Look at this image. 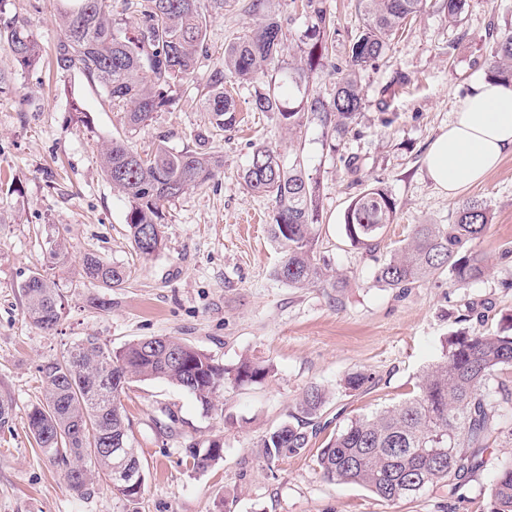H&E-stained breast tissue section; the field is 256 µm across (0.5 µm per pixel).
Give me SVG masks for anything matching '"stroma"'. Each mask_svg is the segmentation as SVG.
Returning <instances> with one entry per match:
<instances>
[{
	"mask_svg": "<svg viewBox=\"0 0 512 512\" xmlns=\"http://www.w3.org/2000/svg\"><path fill=\"white\" fill-rule=\"evenodd\" d=\"M283 22V64L300 62L297 48L309 20L291 0H271ZM244 0H227L212 15L209 55L199 82L224 60V47L255 25ZM336 19V51L309 78L311 93H332L336 69L362 25L358 0H324ZM512 30V0H467L461 20L449 25L444 0L425 8L392 41L386 57L363 71V106L339 151H332L316 116L301 137L289 139L274 112L252 109L255 87L236 85V123L209 145L224 168L204 187L167 204L164 247L145 258L134 250L126 224L129 203L100 167V147L122 134L121 112L79 72L52 67L16 71L0 94V400L13 406L12 423L0 428V512H125L106 485L81 498L67 487L62 469L44 457L26 421L41 395L37 367L75 340L93 335L110 348L150 336H174L224 365L241 357L269 364L260 384L225 388L217 410L204 412L195 398L162 380L133 384L122 397L145 485L140 512H490L493 474L512 460V440L498 438L484 467L456 493L431 488L388 502L356 484L325 478L316 455L351 419L395 405L412 395L423 370L442 353L445 339L464 325L503 332L512 326V155L481 182L451 196L427 177L423 159L447 128L460 100L487 77V57L497 33ZM408 84L383 107L378 91L395 76ZM78 102L90 124L69 119ZM209 124L196 90H180L133 135L138 151L158 137L182 150ZM284 159L301 156L319 187L321 223L317 256L343 273L337 290L321 284L291 288L273 275L281 250L268 232L272 205L250 193L241 173L256 146ZM363 162L362 185L385 187L398 203L375 252L351 244L343 215L355 194L347 157ZM493 214L479 248L490 271L464 288L430 282L408 293L377 282L378 264L400 247L415 224L453 223L469 200ZM64 239L65 256L50 261L52 238ZM123 266L128 279L113 289L110 310L92 300L101 288L83 276L85 254ZM55 278L64 296L63 318L47 333L25 315L20 284L34 271ZM360 371L371 380L359 391L340 381ZM311 385L329 401L315 421L317 434L299 454L266 462L259 442L294 412ZM224 445V457L202 471L182 462L185 448Z\"/></svg>",
	"mask_w": 512,
	"mask_h": 512,
	"instance_id": "1",
	"label": "stroma"
}]
</instances>
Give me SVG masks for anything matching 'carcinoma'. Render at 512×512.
<instances>
[{
    "label": "carcinoma",
    "mask_w": 512,
    "mask_h": 512,
    "mask_svg": "<svg viewBox=\"0 0 512 512\" xmlns=\"http://www.w3.org/2000/svg\"><path fill=\"white\" fill-rule=\"evenodd\" d=\"M266 2L248 0L247 10L259 17L258 23L225 46L224 65L209 76L204 107L210 112V125L222 130L236 121L237 105L226 88L228 81L256 83L273 70L297 97L286 100L274 86L259 88L252 111L279 113L288 133L297 137L305 127V115L311 113L334 151L362 108L357 73L385 58L391 41L422 11L426 0H359L363 25L349 43L345 66L337 69L336 86L328 98L310 94L305 86L309 74L333 51L334 16L323 0H301L311 19L299 39L304 64L286 68L281 64L282 24ZM53 7L58 24L56 70H78L98 84L110 104L124 112L126 130L137 132L151 124L153 113L168 106L171 92L195 81L199 58L206 53L209 18L224 9V0H123L119 13L114 0H53ZM122 13L135 17L133 27L122 22ZM0 44L25 71L40 61V44L24 14L5 16L0 9ZM488 73L494 80L512 82V31L494 41ZM194 138L195 147L180 151L160 138L152 152L142 154L128 138L114 137L101 152L103 173L129 202L126 224L133 248L145 258L163 248L165 205L204 186L224 167L221 157L206 147L209 134L200 131ZM242 180L248 190L272 203L270 235L283 249L274 276L292 288L328 281L339 287L342 279L317 262V183L305 175L300 157L286 163L280 153L259 145ZM396 212V201L384 188L368 186L351 198L344 212L345 234L352 245L370 250ZM491 222L489 208L470 200L453 224L413 225L404 244L378 266L377 282L406 290L444 275L456 288L482 279L489 268L477 243ZM83 274L94 286L109 291L127 280L124 267L93 254L84 257ZM20 289L31 324L45 332L55 330L63 306L56 281L37 271ZM505 367H512V335L472 327L451 333L415 394L351 420L320 449L319 468L330 480L361 485L386 501L438 486L456 492L458 482L483 467L491 443L501 435L512 436V423L504 424L499 414L501 404L512 403V392L502 388L500 398L494 399L489 389V379ZM37 371L42 398L27 413L35 444L63 467L71 491L85 498L103 483L124 502L126 512H139L145 478L135 485L114 478L111 449L121 446L127 449L126 465L143 472L122 393L134 383L161 379L187 391L209 411L226 385L261 383L270 373L269 367L249 358L228 367L171 336L138 339L117 350L96 336H84ZM327 400L324 389L309 386L293 420L261 438L263 458L272 463L307 448L313 433L303 420H312ZM185 455L186 467L202 470L223 458V443L212 440L204 449H185ZM490 497L492 512H512V461L495 471Z\"/></svg>",
    "instance_id": "1"
}]
</instances>
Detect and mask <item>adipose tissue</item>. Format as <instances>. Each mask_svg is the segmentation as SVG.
Wrapping results in <instances>:
<instances>
[{
	"instance_id": "obj_1",
	"label": "adipose tissue",
	"mask_w": 512,
	"mask_h": 512,
	"mask_svg": "<svg viewBox=\"0 0 512 512\" xmlns=\"http://www.w3.org/2000/svg\"><path fill=\"white\" fill-rule=\"evenodd\" d=\"M512 154V86L477 82L458 104L447 130L432 143L425 167L444 193L453 195L483 179Z\"/></svg>"
}]
</instances>
